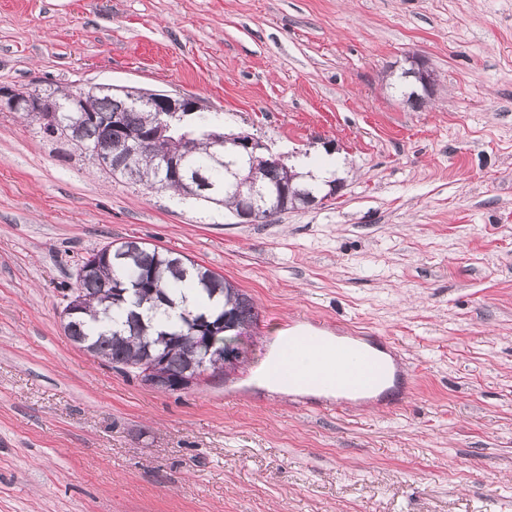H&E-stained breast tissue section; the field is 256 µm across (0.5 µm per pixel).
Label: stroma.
Masks as SVG:
<instances>
[{"instance_id":"obj_1","label":"stroma","mask_w":512,"mask_h":512,"mask_svg":"<svg viewBox=\"0 0 512 512\" xmlns=\"http://www.w3.org/2000/svg\"><path fill=\"white\" fill-rule=\"evenodd\" d=\"M85 84L199 97L351 174L247 224L0 109V512H512V0H0V87ZM134 238L253 297L233 378L161 392L65 336L83 257ZM304 329L389 337L403 407L258 387Z\"/></svg>"}]
</instances>
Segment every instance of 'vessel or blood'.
Listing matches in <instances>:
<instances>
[{
    "mask_svg": "<svg viewBox=\"0 0 512 512\" xmlns=\"http://www.w3.org/2000/svg\"><path fill=\"white\" fill-rule=\"evenodd\" d=\"M310 354L319 365L312 374L313 386H335L337 404H344L350 396L369 393L388 381V369L374 353L353 344L325 346L320 337L310 332L290 336L284 350L285 370H292L298 356Z\"/></svg>",
    "mask_w": 512,
    "mask_h": 512,
    "instance_id": "b4317fda",
    "label": "vessel or blood"
}]
</instances>
